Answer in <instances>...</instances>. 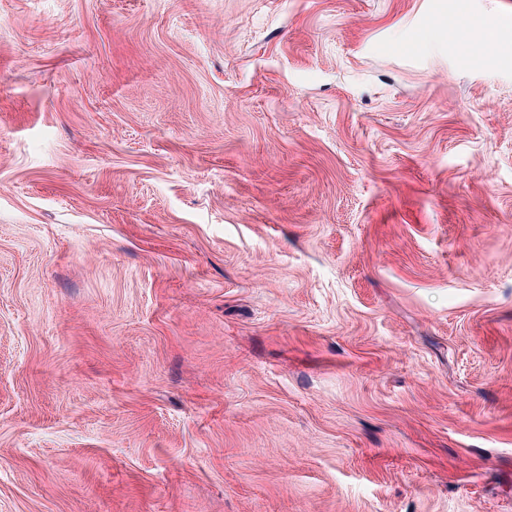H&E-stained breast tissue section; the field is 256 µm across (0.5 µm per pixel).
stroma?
<instances>
[{"instance_id": "35a3bbf8", "label": "stroma", "mask_w": 512, "mask_h": 512, "mask_svg": "<svg viewBox=\"0 0 512 512\" xmlns=\"http://www.w3.org/2000/svg\"><path fill=\"white\" fill-rule=\"evenodd\" d=\"M0 512H512V0H0Z\"/></svg>"}]
</instances>
